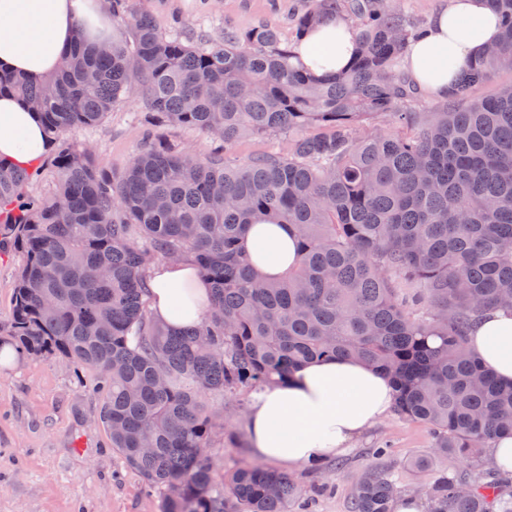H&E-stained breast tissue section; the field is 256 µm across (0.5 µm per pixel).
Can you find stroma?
Wrapping results in <instances>:
<instances>
[{
  "label": "stroma",
  "mask_w": 512,
  "mask_h": 512,
  "mask_svg": "<svg viewBox=\"0 0 512 512\" xmlns=\"http://www.w3.org/2000/svg\"><path fill=\"white\" fill-rule=\"evenodd\" d=\"M310 0H153L161 29L172 20L212 37L265 24L292 40L295 19ZM143 106L124 99L92 129L75 128L69 141L88 147L95 164L117 175L144 142L138 118ZM22 253L0 247V326H8ZM252 391L225 397L223 429L217 430L212 455L224 469L236 461L254 463L248 450L247 424ZM97 371L74 368L59 356H21L0 366V512H162V496L149 489L136 471L113 450L99 420ZM387 449L400 487L430 481L431 472L414 468L415 459L431 456L437 469L459 466L453 455L437 453L425 424L388 413L359 436L350 448L325 459L319 468L294 470L307 490L306 512H348L352 489L376 449Z\"/></svg>",
  "instance_id": "obj_1"
}]
</instances>
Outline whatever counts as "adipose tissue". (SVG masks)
Returning <instances> with one entry per match:
<instances>
[{
  "label": "adipose tissue",
  "instance_id": "adipose-tissue-1",
  "mask_svg": "<svg viewBox=\"0 0 512 512\" xmlns=\"http://www.w3.org/2000/svg\"><path fill=\"white\" fill-rule=\"evenodd\" d=\"M109 0H0V72L42 77L58 72L75 38L77 21ZM499 21L487 0H448L415 42L405 65L410 82L446 97L456 78L497 43ZM356 33L342 20L309 30L294 48L296 64L323 78L340 72L355 49ZM47 149L44 126L17 96L0 94V158L25 168ZM260 277H280L298 262L296 231L285 224H255L245 241ZM155 321L172 330L201 323L210 291L192 261L157 267L150 280ZM469 349L505 384L512 383V315L487 312ZM395 398L391 379L354 359L302 364L282 384L265 388L251 405L248 429L257 459L298 468L344 451L382 420Z\"/></svg>",
  "mask_w": 512,
  "mask_h": 512
}]
</instances>
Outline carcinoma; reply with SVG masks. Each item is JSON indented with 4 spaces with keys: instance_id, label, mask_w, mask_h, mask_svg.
<instances>
[{
    "instance_id": "obj_1",
    "label": "carcinoma",
    "mask_w": 512,
    "mask_h": 512,
    "mask_svg": "<svg viewBox=\"0 0 512 512\" xmlns=\"http://www.w3.org/2000/svg\"><path fill=\"white\" fill-rule=\"evenodd\" d=\"M149 2L112 0V40L87 41L80 21L62 70L0 76V91L35 107L51 143L135 97L144 123L224 149L148 144L114 179L64 142L47 198L27 191L36 169L0 159V238L25 257L5 335L99 372L112 448L164 491L163 512H300L304 490L286 474L239 463L217 479L206 399L332 357L389 374L396 414L462 459L418 489L423 512H512L505 478L474 456L512 436V385L467 347L485 311L512 313V84L472 98L512 70V0H488L498 47L429 105L398 75L419 25L388 0H311L296 36L333 18L357 30L351 62L324 80L291 63L274 28L164 32ZM249 137H283L288 152L230 162ZM251 224L291 225L297 267L259 279ZM175 257L212 289L201 324L181 331L146 314L150 264ZM394 473L366 466L350 512H394ZM156 140L178 145L185 151L196 155L208 153L215 142L198 129L186 128L178 125L164 126L154 131Z\"/></svg>"
}]
</instances>
